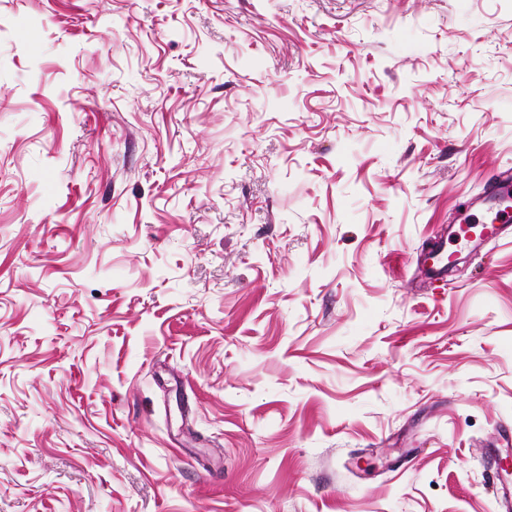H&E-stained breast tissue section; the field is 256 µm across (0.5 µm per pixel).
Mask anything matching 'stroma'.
I'll list each match as a JSON object with an SVG mask.
<instances>
[{
	"label": "stroma",
	"instance_id": "35a3bbf8",
	"mask_svg": "<svg viewBox=\"0 0 512 512\" xmlns=\"http://www.w3.org/2000/svg\"><path fill=\"white\" fill-rule=\"evenodd\" d=\"M509 170L512 0H0V512H508ZM511 190V179L507 177L493 187L487 198L491 205L489 210L493 216V223L488 225L485 230V234L488 237L495 238L501 235L506 225L510 224L512 220V206L509 205V202L512 200Z\"/></svg>",
	"mask_w": 512,
	"mask_h": 512
}]
</instances>
